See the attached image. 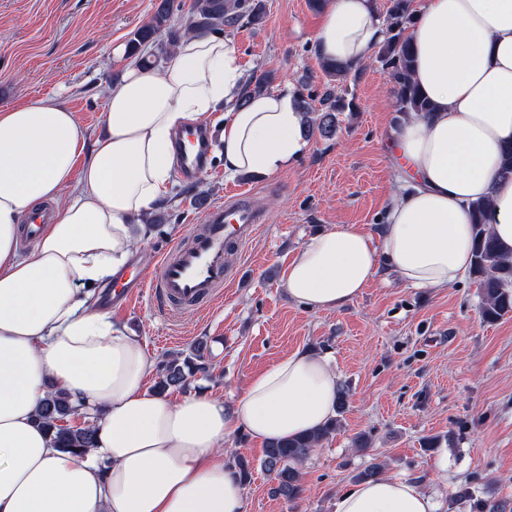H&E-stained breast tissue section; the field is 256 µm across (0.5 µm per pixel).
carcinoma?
<instances>
[{
    "label": "carcinoma",
    "mask_w": 512,
    "mask_h": 512,
    "mask_svg": "<svg viewBox=\"0 0 512 512\" xmlns=\"http://www.w3.org/2000/svg\"><path fill=\"white\" fill-rule=\"evenodd\" d=\"M177 6L175 0H158L149 23L138 28L128 43V54L145 69L159 67L161 61L171 56V48L192 31L204 30L224 33L245 21L259 25L265 18L263 0H195L186 23L176 26L173 17ZM413 0H387L385 4V32L379 50V58L390 71L395 87L397 112L402 115L433 111V105L424 96L412 78L413 56L409 40L405 37L407 25L413 21ZM167 37L166 46L155 54L148 48L155 45L160 36ZM321 67L336 86L341 87L356 77L358 69L332 61H321ZM273 75L264 72L253 76L245 85L241 101L252 94L268 89ZM320 108L314 109L312 101ZM300 109L307 116L306 128L312 135L331 138L336 133V113L355 111V99L339 95L326 88L322 93L311 91L299 97ZM488 204L475 202L471 205V222L475 224L476 242L472 272L478 277L485 316L496 320L512 312V256L503 254L487 227ZM207 342L201 341L186 352L163 357L158 364V380L154 391L164 394L171 389L183 388L197 374L208 371ZM347 393L341 389L336 402V416L312 434H305L287 441L271 443L264 449L260 467L273 476L271 493L288 500L300 498L303 488L299 465L339 428L340 416L346 411ZM76 413L70 397L63 392L47 396L40 404L39 419L52 432L56 448L63 452L76 453L90 448L94 443V431L88 425L70 426L67 418ZM231 464L237 470L240 481L247 485L253 478L255 466L245 457L236 455Z\"/></svg>",
    "instance_id": "cac0c4a2"
}]
</instances>
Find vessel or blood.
Wrapping results in <instances>:
<instances>
[{"instance_id": "obj_1", "label": "vessel or blood", "mask_w": 512, "mask_h": 512, "mask_svg": "<svg viewBox=\"0 0 512 512\" xmlns=\"http://www.w3.org/2000/svg\"><path fill=\"white\" fill-rule=\"evenodd\" d=\"M211 151L212 134L207 128L189 124L177 131L175 159L186 178H194L207 168ZM257 229L251 208L239 203L217 205L205 213L202 230L189 244L177 242L168 247L151 269H138L120 289L109 293L108 300L125 306L146 291L170 314L206 308L225 285L240 276L239 269L226 264V254L241 248Z\"/></svg>"}]
</instances>
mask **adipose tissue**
Returning a JSON list of instances; mask_svg holds the SVG:
<instances>
[{"label": "adipose tissue", "mask_w": 512, "mask_h": 512, "mask_svg": "<svg viewBox=\"0 0 512 512\" xmlns=\"http://www.w3.org/2000/svg\"><path fill=\"white\" fill-rule=\"evenodd\" d=\"M406 35L414 79L433 103L391 131L407 187L372 232L336 224L288 262L291 299L333 310L389 268L413 288L460 281L473 259L470 206L512 253V0H425ZM383 39L373 0H326L315 47L357 66ZM243 71L223 35L191 32L163 68L129 61L107 87L104 131L89 138L53 98L0 109V512H244L245 490L224 445L239 431L270 443L334 416L339 379L329 357L298 349L253 375L232 401L209 393L171 402L149 391L157 360L141 337L100 308L96 287L127 262L141 215L168 196L173 132L223 112L226 174L271 176L303 155L304 115L291 85L238 98ZM56 207L27 253L24 218ZM69 395L96 430L80 453L56 448L36 413ZM433 495L383 477L351 485L335 512H436Z\"/></svg>", "instance_id": "adipose-tissue-1"}]
</instances>
